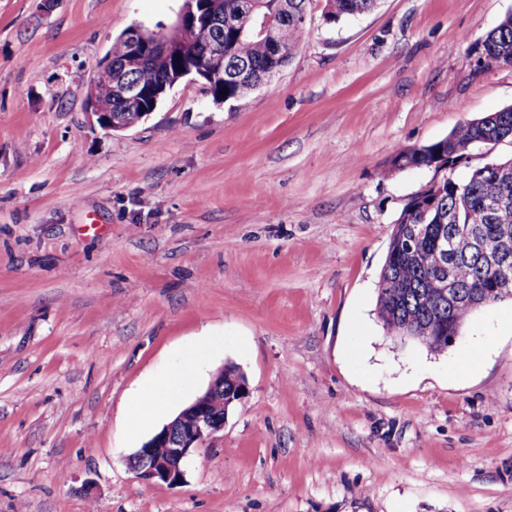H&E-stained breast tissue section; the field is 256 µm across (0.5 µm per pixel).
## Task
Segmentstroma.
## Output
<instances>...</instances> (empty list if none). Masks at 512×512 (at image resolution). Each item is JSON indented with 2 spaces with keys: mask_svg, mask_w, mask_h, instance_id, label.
<instances>
[{
  "mask_svg": "<svg viewBox=\"0 0 512 512\" xmlns=\"http://www.w3.org/2000/svg\"><path fill=\"white\" fill-rule=\"evenodd\" d=\"M184 0H0V512H512V300L442 352L377 311L431 169H390L512 105L483 42L512 0H378L216 105L179 82L132 128L86 110L127 28ZM195 354L248 393L181 484L130 457L135 389Z\"/></svg>",
  "mask_w": 512,
  "mask_h": 512,
  "instance_id": "obj_1",
  "label": "stroma"
}]
</instances>
